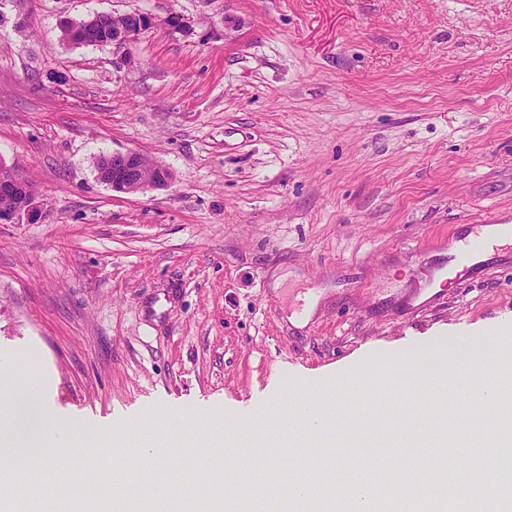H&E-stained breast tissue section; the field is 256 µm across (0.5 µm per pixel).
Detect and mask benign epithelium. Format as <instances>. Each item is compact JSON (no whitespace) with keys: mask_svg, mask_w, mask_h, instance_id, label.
I'll return each instance as SVG.
<instances>
[{"mask_svg":"<svg viewBox=\"0 0 512 512\" xmlns=\"http://www.w3.org/2000/svg\"><path fill=\"white\" fill-rule=\"evenodd\" d=\"M112 19L123 24L112 28V46L119 55L117 63L127 58L123 51L135 36L150 24V19L138 12L112 14ZM112 174L98 173V179L119 194H134L147 187H165L171 173L150 156L137 150L116 151L110 154ZM44 203L39 190L29 183L22 170L13 165L0 166V223L20 220L36 222L42 218Z\"/></svg>","mask_w":512,"mask_h":512,"instance_id":"7a95c632","label":"benign epithelium"}]
</instances>
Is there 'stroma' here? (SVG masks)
<instances>
[{"mask_svg": "<svg viewBox=\"0 0 512 512\" xmlns=\"http://www.w3.org/2000/svg\"><path fill=\"white\" fill-rule=\"evenodd\" d=\"M152 20L115 64L61 28ZM138 150L169 186L118 194L96 164ZM0 162L45 200L0 224V382L35 374L81 459L108 426L155 439L149 408L191 410L174 468L223 410L288 429L316 405L367 426L361 448L435 416L411 350L512 387V243L448 277V240L512 225V0H0ZM474 344L461 362L457 336Z\"/></svg>", "mask_w": 512, "mask_h": 512, "instance_id": "1", "label": "stroma"}]
</instances>
